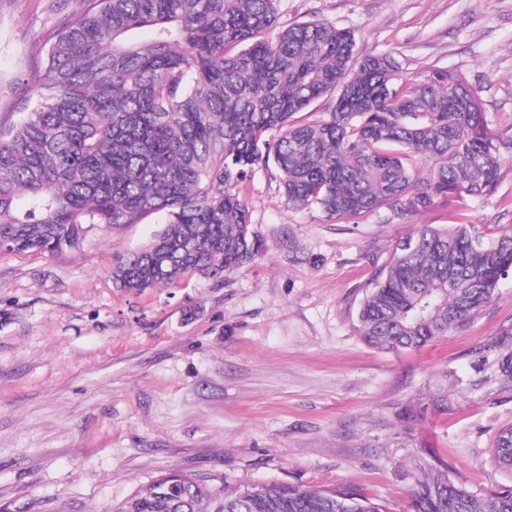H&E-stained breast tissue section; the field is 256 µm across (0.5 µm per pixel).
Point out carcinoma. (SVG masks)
<instances>
[{
  "label": "carcinoma",
  "mask_w": 512,
  "mask_h": 512,
  "mask_svg": "<svg viewBox=\"0 0 512 512\" xmlns=\"http://www.w3.org/2000/svg\"><path fill=\"white\" fill-rule=\"evenodd\" d=\"M277 0H95L66 21L44 71L0 128V246L53 255L86 224L165 226L120 257L117 287L164 288L190 273L222 279L261 248L238 185L274 166L295 209L356 224L381 209L407 218L438 202L489 197L512 136L491 127L477 92L445 70L412 79L389 55L363 54L325 22L279 28ZM319 102L329 118L294 115ZM512 272V225H422L366 285L359 331L395 353L464 332ZM429 388L512 394V325ZM512 472V425L494 438ZM409 512H512V491L478 497L425 455L410 460ZM119 512H389L357 492L284 484L150 483Z\"/></svg>",
  "instance_id": "obj_1"
}]
</instances>
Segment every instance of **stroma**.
Here are the masks:
<instances>
[{
    "label": "stroma",
    "instance_id": "35a3bbf8",
    "mask_svg": "<svg viewBox=\"0 0 512 512\" xmlns=\"http://www.w3.org/2000/svg\"><path fill=\"white\" fill-rule=\"evenodd\" d=\"M279 22H328L402 75L462 76L492 126L512 128V0H278ZM66 14L56 0H0V125L46 66ZM262 250L237 271L199 273L141 293L112 268L164 225H87L55 255L0 251V507L117 512L172 470L219 487L258 482L349 487L405 512L407 464L424 450L477 496L512 488L492 461L512 398L474 396L452 410L425 397L446 367L512 324V275L463 333L396 354L357 331L364 287L395 243L449 223L434 205L357 224L289 208L274 169L241 184ZM474 224H512V167L494 196L466 198ZM414 420L404 423L403 409Z\"/></svg>",
    "mask_w": 512,
    "mask_h": 512
}]
</instances>
